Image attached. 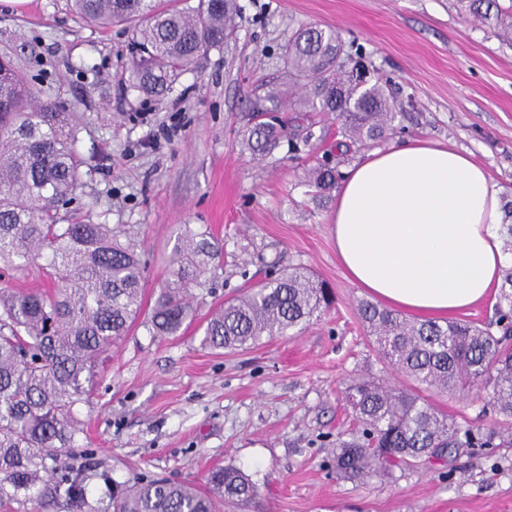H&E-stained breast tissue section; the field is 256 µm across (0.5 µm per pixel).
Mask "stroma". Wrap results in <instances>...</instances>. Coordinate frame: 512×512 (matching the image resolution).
I'll return each instance as SVG.
<instances>
[{"instance_id": "obj_1", "label": "stroma", "mask_w": 512, "mask_h": 512, "mask_svg": "<svg viewBox=\"0 0 512 512\" xmlns=\"http://www.w3.org/2000/svg\"><path fill=\"white\" fill-rule=\"evenodd\" d=\"M235 34L202 55L169 93L148 97L122 81L129 35L103 29L70 0H0V53L43 98L75 112L77 152L90 169L61 208L65 221L123 229L145 264V291L169 276L177 235L208 229L223 248L201 292L200 313L252 282L304 267L333 304L296 336L247 350H210L198 326L152 338L135 325L113 348L78 417L90 460L115 479L163 477L204 484L234 466L259 496L247 512H512V420L486 392L427 391L473 433L447 462L344 479L338 438L356 428L345 387L373 376L413 389L376 350L359 316L367 294L344 274L332 205L313 203L302 180L341 142L334 115H312L314 136L272 156L243 151L239 133L271 89L290 99L283 51L305 25L339 31L403 112V130L378 149L424 138L470 154L498 194L512 193V41L464 0H238Z\"/></svg>"}]
</instances>
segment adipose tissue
Returning <instances> with one entry per match:
<instances>
[{
	"label": "adipose tissue",
	"instance_id": "ef3b65f1",
	"mask_svg": "<svg viewBox=\"0 0 512 512\" xmlns=\"http://www.w3.org/2000/svg\"><path fill=\"white\" fill-rule=\"evenodd\" d=\"M500 199L469 155L424 140L351 169L332 218L348 278L385 305L442 319L499 288Z\"/></svg>",
	"mask_w": 512,
	"mask_h": 512
}]
</instances>
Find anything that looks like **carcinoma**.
Returning a JSON list of instances; mask_svg holds the SVG:
<instances>
[{
    "mask_svg": "<svg viewBox=\"0 0 512 512\" xmlns=\"http://www.w3.org/2000/svg\"><path fill=\"white\" fill-rule=\"evenodd\" d=\"M81 18L109 28L126 24L132 56L128 82L159 95L191 71L197 59L224 45L233 33L236 0H198L178 9L164 0H72ZM338 32L300 28L284 51L291 77L307 92L293 103L304 112H334L349 143L366 148L394 133L402 113L380 84L362 85L343 63ZM252 115L244 149L271 153L299 128ZM74 113L41 98L11 56L0 55V264L23 273L44 262L52 289L18 293L0 289V504L52 505L63 512H215V501L246 509L258 497L242 470L215 467L206 491L191 483L156 478L134 485L103 470L67 462L84 429L76 414L101 377L105 359L128 335L143 311L145 265L134 244L110 224L61 223L58 208L83 185V161L75 150ZM338 170L330 161L304 174L312 196L328 198ZM504 251L512 254V200L503 205ZM221 247L207 230L177 236L171 277L156 289L142 321L157 338L184 334L195 317L193 291L206 286ZM331 302L330 290L303 267L282 270L224 301L201 325V345L248 349L265 336L299 333ZM490 327L452 321L418 322L370 301L360 315L389 364L426 390L488 392L498 414L512 418V265L503 271ZM362 437L336 446V473L360 479L393 467L442 457L470 444V430L448 420L418 393L369 379L345 390ZM102 481L96 498L89 490Z\"/></svg>",
    "mask_w": 512,
    "mask_h": 512,
    "instance_id": "1",
    "label": "carcinoma"
}]
</instances>
